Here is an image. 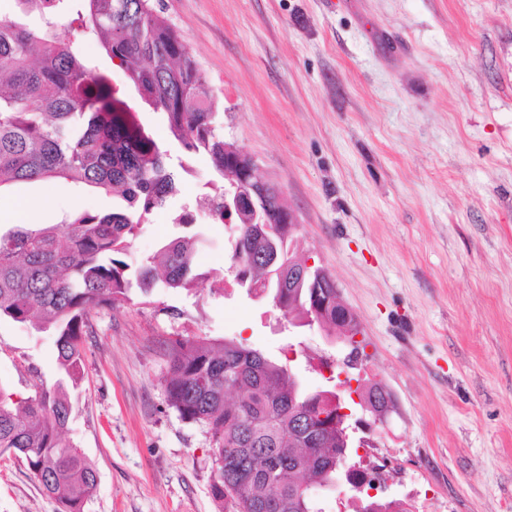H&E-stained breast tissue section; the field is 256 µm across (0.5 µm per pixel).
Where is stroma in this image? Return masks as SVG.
I'll use <instances>...</instances> for the list:
<instances>
[{"label": "stroma", "instance_id": "obj_1", "mask_svg": "<svg viewBox=\"0 0 512 512\" xmlns=\"http://www.w3.org/2000/svg\"><path fill=\"white\" fill-rule=\"evenodd\" d=\"M220 101L226 141L276 183L300 225L296 254L333 278L364 353L359 391L391 397L369 449L385 495L414 512H512V0H163ZM83 50L111 70L141 123L166 140V117L127 85L94 37ZM178 201L152 213L122 259L145 264L164 242L196 236L195 290H132L95 310L85 375L68 387L64 444L98 484L85 512H233L211 492L212 442L165 391L164 341L233 338L287 363L307 388L315 360L340 359L319 325L289 326L270 298L214 289L228 279L235 233L200 200L214 171L194 156ZM40 223L111 194L63 179L0 192V224ZM195 222L178 224L182 205ZM54 338L0 322V385L54 390ZM0 512H60L22 461L0 453Z\"/></svg>", "mask_w": 512, "mask_h": 512}]
</instances>
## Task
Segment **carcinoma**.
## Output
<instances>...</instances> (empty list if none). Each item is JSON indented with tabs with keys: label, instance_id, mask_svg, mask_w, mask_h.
Wrapping results in <instances>:
<instances>
[{
	"label": "carcinoma",
	"instance_id": "obj_1",
	"mask_svg": "<svg viewBox=\"0 0 512 512\" xmlns=\"http://www.w3.org/2000/svg\"><path fill=\"white\" fill-rule=\"evenodd\" d=\"M23 12L49 16L42 29L0 17V187L64 179L103 189L121 203L105 214L75 209L61 225L18 224L0 230V320L33 323L55 336L62 380L83 370V339L96 308L130 300L132 282L147 295L162 283L194 289L197 238L178 237L130 278L119 255L141 224L177 192L187 159L209 157L216 174L238 168L239 149L216 122L218 99L207 75L161 15L160 0H76V17L59 14L64 0H17ZM95 35L118 60L127 82L167 118L168 137L184 155L179 169L120 96L112 73L88 65L75 41ZM225 187L208 194L224 220ZM264 222L236 224L234 280L272 298L286 317L311 316L336 289L312 276L288 287V225L279 204L266 203ZM169 405L202 424L223 457L212 492L237 497L235 512H322L311 489L336 479L342 442L326 391L296 385L282 365L234 341L175 336L164 341ZM70 418L63 384L18 398L0 385V452L24 459L61 512H85L97 486L92 464L61 444Z\"/></svg>",
	"mask_w": 512,
	"mask_h": 512
}]
</instances>
